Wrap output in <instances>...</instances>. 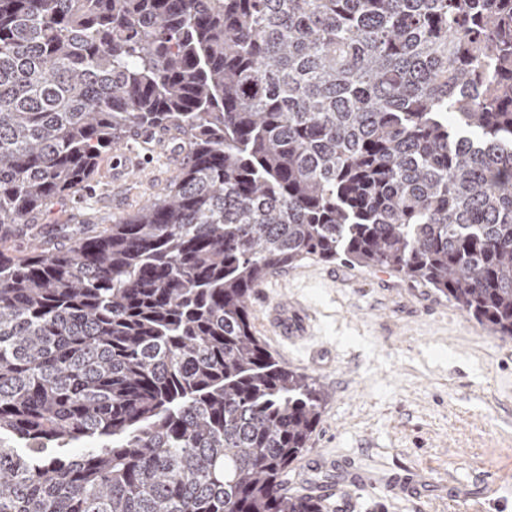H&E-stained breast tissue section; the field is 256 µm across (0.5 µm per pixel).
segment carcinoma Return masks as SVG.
<instances>
[{
  "instance_id": "1",
  "label": "carcinoma",
  "mask_w": 512,
  "mask_h": 512,
  "mask_svg": "<svg viewBox=\"0 0 512 512\" xmlns=\"http://www.w3.org/2000/svg\"><path fill=\"white\" fill-rule=\"evenodd\" d=\"M147 126L164 198L8 245ZM308 255L512 338V0H0V512H326L284 487L324 391L250 312Z\"/></svg>"
}]
</instances>
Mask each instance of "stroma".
Instances as JSON below:
<instances>
[{"mask_svg":"<svg viewBox=\"0 0 512 512\" xmlns=\"http://www.w3.org/2000/svg\"><path fill=\"white\" fill-rule=\"evenodd\" d=\"M113 152L143 169L95 168L33 223L66 246L83 219L115 224L163 197L183 166L182 136L140 128ZM298 301L315 310L314 334L298 346L265 334L267 310ZM256 336L287 366L314 376L327 401L309 444L338 475L370 474L356 512H512V339L490 335L434 289L403 274L310 256L268 276L251 299ZM419 471L418 499L391 493L394 477Z\"/></svg>","mask_w":512,"mask_h":512,"instance_id":"stroma-1","label":"stroma"}]
</instances>
